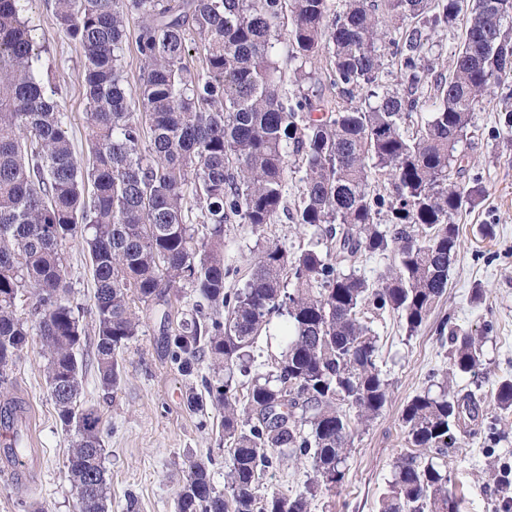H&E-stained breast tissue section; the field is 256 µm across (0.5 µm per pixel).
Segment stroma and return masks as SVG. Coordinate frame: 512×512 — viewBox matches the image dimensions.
I'll return each mask as SVG.
<instances>
[{
    "instance_id": "1",
    "label": "stroma",
    "mask_w": 512,
    "mask_h": 512,
    "mask_svg": "<svg viewBox=\"0 0 512 512\" xmlns=\"http://www.w3.org/2000/svg\"><path fill=\"white\" fill-rule=\"evenodd\" d=\"M26 15L37 42L51 48L43 58L44 67L61 90L75 152L85 156L86 102L77 78L82 50L52 24L44 0H30ZM509 101L512 78L491 87L485 109L474 114L460 145L484 194L456 218L461 245L449 270L447 292L414 335H407L393 315L375 318L372 327L379 337V365L390 384V400L355 435L343 485L314 500L311 512H377L394 463L405 451L402 409L427 386L431 373L448 367V339L437 330L442 319L452 318L464 330L487 332L482 374L454 378V389H477L487 397L498 377L512 374V131L496 128L497 111ZM309 236V230L284 214L258 232L247 224L225 225V287L244 286L249 260L258 248L275 244L293 252ZM63 253L72 300L90 306L94 283L81 247L72 243ZM138 315L140 333L123 355L118 391L106 397L91 362L83 369L82 399L97 406L105 421L110 512H125L131 495L139 501V512H174L190 460H210L214 485L224 486L229 456L220 418L193 414L186 404L190 390L200 388L202 377L212 376L213 367L204 357L193 375L181 374L166 347L160 312L142 306ZM12 378L28 408L35 453L19 464L0 456V512H19L24 500L42 512H76V492L66 468L72 435L63 429L49 396L46 361L38 343L23 351ZM488 418L496 424L497 439L484 431L465 432L448 451V489L458 498L460 512H512V411L492 409ZM490 465L497 469L500 482H489L485 470Z\"/></svg>"
}]
</instances>
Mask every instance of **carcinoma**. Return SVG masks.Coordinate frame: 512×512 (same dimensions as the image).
<instances>
[{"mask_svg":"<svg viewBox=\"0 0 512 512\" xmlns=\"http://www.w3.org/2000/svg\"><path fill=\"white\" fill-rule=\"evenodd\" d=\"M499 2L45 0L52 24L83 52L89 149L79 158L58 87L42 70L47 48L24 20L26 0H0V401L13 399L10 372L38 337L57 416L74 429L67 473L78 512H107V479L103 416L80 400L85 310L70 299V242L92 271L94 356L108 395L139 333L136 305L168 308L174 288L195 297L192 315L163 334L183 374L212 360L215 376L187 406L221 415L231 465L221 492L206 463L189 464L176 512H310L344 483L354 434L390 398L372 318L393 314L408 336L418 332L448 288L455 218L483 193L462 182L456 132L512 76V40L501 41L512 0L489 40L471 29ZM462 15L452 73L436 75L423 56L429 32ZM133 17L134 94L123 64ZM431 82L430 116L408 135L406 121L421 111L415 93ZM290 151L301 156L302 184L291 220L314 232L294 253L263 246L231 292L224 225L273 223L285 208ZM379 182L389 191L373 188ZM388 254L377 280L359 274L364 260ZM275 316L287 317L286 345L253 375V346ZM446 330L450 373L479 376L483 337L444 322ZM238 374L250 378L243 396ZM492 398L512 410V376L496 381ZM480 410L476 394L456 392L446 376L407 402V451L380 512H458L447 449ZM24 413L19 403L0 409V429ZM303 460L312 476L301 489L262 491L269 470Z\"/></svg>","mask_w":512,"mask_h":512,"instance_id":"cac0c4a2","label":"carcinoma"}]
</instances>
